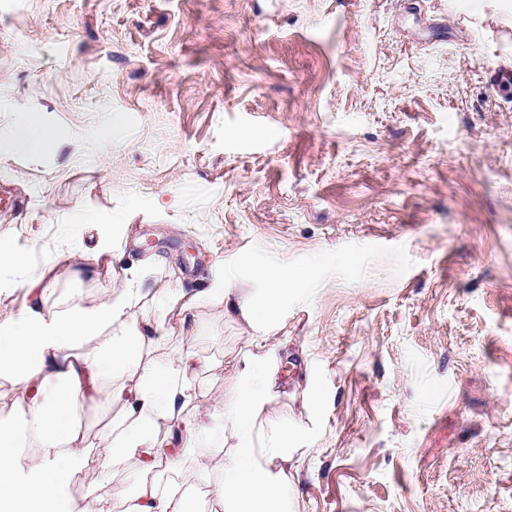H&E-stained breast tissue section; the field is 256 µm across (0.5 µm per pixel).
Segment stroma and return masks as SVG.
<instances>
[{"mask_svg":"<svg viewBox=\"0 0 512 512\" xmlns=\"http://www.w3.org/2000/svg\"><path fill=\"white\" fill-rule=\"evenodd\" d=\"M512 0H0V322L110 224L123 263L264 298L290 354L271 417L301 425L296 512H512ZM27 121L49 139L16 151ZM124 291L60 276L48 309ZM149 345L212 367L252 348L201 302ZM137 470L76 477L125 507Z\"/></svg>","mask_w":512,"mask_h":512,"instance_id":"stroma-1","label":"stroma"}]
</instances>
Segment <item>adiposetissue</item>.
Listing matches in <instances>:
<instances>
[{
  "label": "adipose tissue",
  "instance_id": "1",
  "mask_svg": "<svg viewBox=\"0 0 512 512\" xmlns=\"http://www.w3.org/2000/svg\"><path fill=\"white\" fill-rule=\"evenodd\" d=\"M146 267L123 269L125 291L93 304L74 301L47 310L51 279L28 280L26 304L0 324V378L22 397L10 421H0V512H112L104 499H77L72 478L108 464L137 460L140 470L133 512H190L187 485L208 478L204 462L184 469L203 436L225 440L224 474L213 485V512H293L296 424L270 419L280 395V357L266 344L288 295L287 277L254 267L267 283L255 300L246 290L215 283L202 292L228 317L244 320L254 351L237 362L233 393L223 404L188 413L190 378L202 366L195 352L164 361L145 351L151 338L186 324L192 303L183 289L153 291L155 311L138 314ZM90 404L124 408L117 431L90 446L76 424Z\"/></svg>",
  "mask_w": 512,
  "mask_h": 512
}]
</instances>
